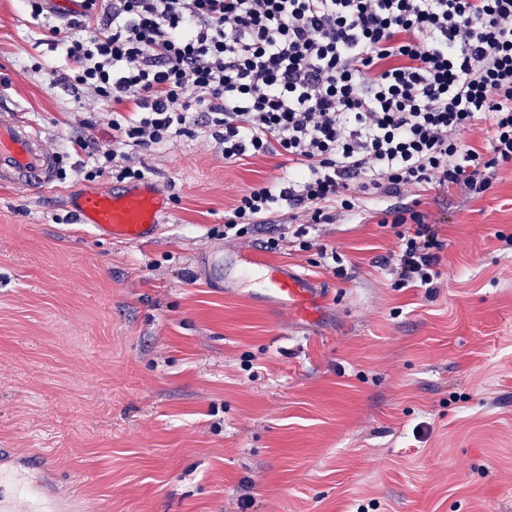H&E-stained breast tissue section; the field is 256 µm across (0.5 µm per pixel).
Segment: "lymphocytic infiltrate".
Returning <instances> with one entry per match:
<instances>
[{
    "mask_svg": "<svg viewBox=\"0 0 512 512\" xmlns=\"http://www.w3.org/2000/svg\"><path fill=\"white\" fill-rule=\"evenodd\" d=\"M65 50L53 83L73 109L112 113L111 145L81 150L117 180L144 178L136 153L205 123L225 161L286 154L285 179L248 188L224 217L239 237L281 209L298 229L358 213L409 186L485 193L512 163V0H21ZM489 121V150L458 134ZM401 288L437 287L436 225L383 210Z\"/></svg>",
    "mask_w": 512,
    "mask_h": 512,
    "instance_id": "obj_1",
    "label": "lymphocytic infiltrate"
}]
</instances>
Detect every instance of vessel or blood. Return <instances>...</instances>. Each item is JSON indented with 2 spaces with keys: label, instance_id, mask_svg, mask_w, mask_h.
Instances as JSON below:
<instances>
[{
  "label": "vessel or blood",
  "instance_id": "obj_1",
  "mask_svg": "<svg viewBox=\"0 0 512 512\" xmlns=\"http://www.w3.org/2000/svg\"><path fill=\"white\" fill-rule=\"evenodd\" d=\"M55 157L31 125L0 119V177L41 184L54 176ZM172 214L169 197L154 184L88 194L78 209L80 223L112 239L139 244L152 238ZM238 280L251 282L270 300L288 305L301 317L315 319V280L288 265L258 255L232 260Z\"/></svg>",
  "mask_w": 512,
  "mask_h": 512
}]
</instances>
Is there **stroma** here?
<instances>
[{
	"mask_svg": "<svg viewBox=\"0 0 512 512\" xmlns=\"http://www.w3.org/2000/svg\"><path fill=\"white\" fill-rule=\"evenodd\" d=\"M64 63L0 0V107L61 170L0 182V512H512V164L477 197L389 199L440 231L432 295L381 265L398 240L377 203L311 229L335 270L290 234L225 240L240 192L289 162H227L204 125L142 152L174 212L121 243L77 221L117 181L73 147L84 115L50 77ZM217 246L315 278L320 319L214 286Z\"/></svg>",
	"mask_w": 512,
	"mask_h": 512,
	"instance_id": "stroma-1",
	"label": "stroma"
}]
</instances>
